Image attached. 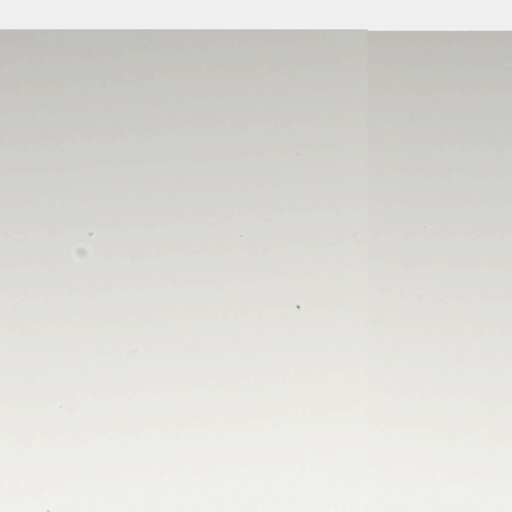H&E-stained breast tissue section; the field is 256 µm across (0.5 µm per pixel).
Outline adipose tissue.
<instances>
[{"mask_svg": "<svg viewBox=\"0 0 512 512\" xmlns=\"http://www.w3.org/2000/svg\"><path fill=\"white\" fill-rule=\"evenodd\" d=\"M0 49L14 65L5 87L31 83V63L77 55V82L39 85L49 113L27 98L10 101L21 124H0L12 197L30 204L34 223L0 237V325L25 338L22 363H110L181 359L244 352L238 310L278 302L280 316L264 330L277 353L309 359L311 334L342 329L370 363L416 364L417 354H459L464 365H512V354L489 348L484 309L512 297V253L496 247L503 220L488 202L503 169L480 128L504 131L512 92V9L503 0H23L0 9ZM160 54L177 75L173 96H138L129 71ZM406 61L416 83L392 95L399 71L384 59ZM224 72L221 82L211 76ZM450 85L482 89L480 100L457 96L440 103L435 74ZM400 86V85H399ZM268 112L340 114L328 138L282 123L258 136L263 114L249 111L255 90ZM115 112L143 113L162 143H133ZM237 123L215 132V118ZM449 150H442V143ZM335 144L347 173L346 197L327 210L285 214L281 187L298 179L324 189L327 172L312 154ZM283 156L279 165L270 153ZM224 191L207 195L216 163ZM153 171L152 181L134 178ZM453 171L447 194L412 201V174ZM110 197L107 207H72L65 226L38 220L64 198ZM164 199L176 213L207 200L209 209L262 211L271 224H148L130 201ZM404 224L409 235L385 238ZM343 270L335 279L304 270ZM468 300L444 344L420 347L393 336L396 323L415 328L441 321L443 301ZM223 307L222 330L198 320ZM65 334L28 339L30 309ZM161 317L163 330L142 333ZM120 325L112 342L85 340L90 322Z\"/></svg>", "mask_w": 512, "mask_h": 512, "instance_id": "1", "label": "adipose tissue"}]
</instances>
